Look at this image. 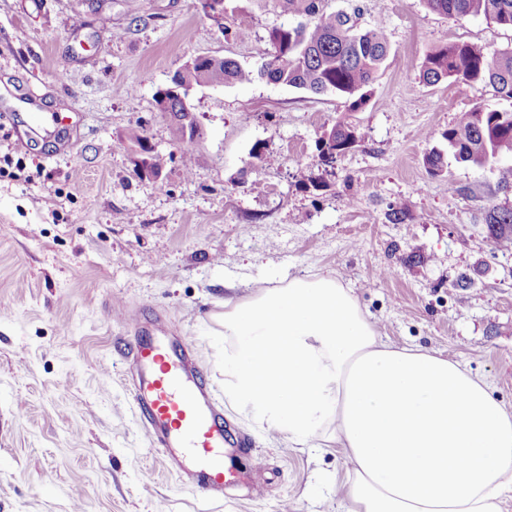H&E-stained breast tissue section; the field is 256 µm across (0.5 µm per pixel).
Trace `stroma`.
<instances>
[{"label":"stroma","instance_id":"1","mask_svg":"<svg viewBox=\"0 0 512 512\" xmlns=\"http://www.w3.org/2000/svg\"><path fill=\"white\" fill-rule=\"evenodd\" d=\"M356 6L360 27L384 22L389 42L362 109L264 79L199 87L189 104L201 134L182 142L155 102L172 75L199 56L257 68L271 31L302 15L283 0H224L220 23L201 0H0V78L75 119L57 141L0 120V160L20 165L0 174V512H350L335 449L272 438L225 410L229 438L250 441L236 458L248 478L212 499L182 486L136 412L123 351L136 323L159 316L186 338L220 403L223 299L293 276L336 277L382 341L441 354L512 412V248L485 226L489 209L512 207V184L458 161L443 137L463 113L510 111L512 99L420 78L440 40L506 50L512 29L425 0L326 2ZM341 115L365 141L337 158L326 188H303ZM135 127L169 158L158 184L138 174ZM435 150L436 175L424 163ZM400 200L410 217L390 223Z\"/></svg>","mask_w":512,"mask_h":512}]
</instances>
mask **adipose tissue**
<instances>
[{"mask_svg":"<svg viewBox=\"0 0 512 512\" xmlns=\"http://www.w3.org/2000/svg\"><path fill=\"white\" fill-rule=\"evenodd\" d=\"M224 400L268 435L316 433L353 467V512H501L512 413L443 357L381 342L335 277L224 303Z\"/></svg>","mask_w":512,"mask_h":512,"instance_id":"1","label":"adipose tissue"}]
</instances>
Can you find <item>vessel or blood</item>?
Returning a JSON list of instances; mask_svg holds the SVG:
<instances>
[{"label":"vessel or blood","instance_id":"vessel-or-blood-1","mask_svg":"<svg viewBox=\"0 0 512 512\" xmlns=\"http://www.w3.org/2000/svg\"><path fill=\"white\" fill-rule=\"evenodd\" d=\"M124 352L134 373L136 409L152 444L165 454L184 487L223 495L235 481L224 462V420L188 345L138 335Z\"/></svg>","mask_w":512,"mask_h":512}]
</instances>
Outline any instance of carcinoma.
I'll return each mask as SVG.
<instances>
[{"label":"carcinoma","instance_id":"obj_1","mask_svg":"<svg viewBox=\"0 0 512 512\" xmlns=\"http://www.w3.org/2000/svg\"><path fill=\"white\" fill-rule=\"evenodd\" d=\"M435 12L456 20L482 17L512 28V0H426ZM288 9L310 18L307 24L276 28L270 34L272 56L255 70H246L232 59L219 66L197 60L185 73H177L172 84H236L254 79L334 94L351 111L368 100V87L375 80L387 55L388 40L376 24L358 28L359 7L352 11L327 12L325 0H287ZM420 78L427 84L453 80L483 84L501 97L512 99V49L489 51L478 44L439 42L425 56ZM163 112L175 113L172 128L184 139L185 127L195 123L183 104L166 92L156 99ZM336 153L366 138L365 132L344 118L331 127ZM444 138L456 158L488 164L502 156L512 157V111H486L477 107L468 117L448 127ZM488 236L499 245L512 246V208L492 207L486 215Z\"/></svg>","mask_w":512,"mask_h":512}]
</instances>
